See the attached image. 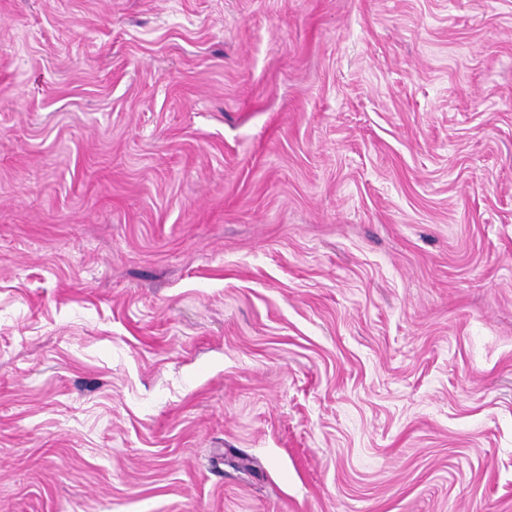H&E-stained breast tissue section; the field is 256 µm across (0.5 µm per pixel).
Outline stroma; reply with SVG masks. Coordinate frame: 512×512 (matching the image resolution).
<instances>
[{
	"label": "stroma",
	"mask_w": 512,
	"mask_h": 512,
	"mask_svg": "<svg viewBox=\"0 0 512 512\" xmlns=\"http://www.w3.org/2000/svg\"><path fill=\"white\" fill-rule=\"evenodd\" d=\"M0 512H512V0H0Z\"/></svg>",
	"instance_id": "35a3bbf8"
}]
</instances>
